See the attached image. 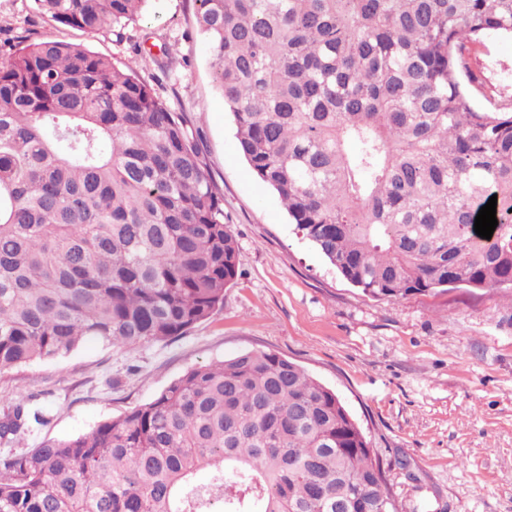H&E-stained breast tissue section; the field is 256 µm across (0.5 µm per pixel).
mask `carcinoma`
Segmentation results:
<instances>
[{
	"label": "carcinoma",
	"mask_w": 512,
	"mask_h": 512,
	"mask_svg": "<svg viewBox=\"0 0 512 512\" xmlns=\"http://www.w3.org/2000/svg\"><path fill=\"white\" fill-rule=\"evenodd\" d=\"M146 0H35L119 43ZM250 171L374 297L512 288V97L471 51L512 0H194ZM80 45L0 43V371L85 340L134 350L224 302L239 246L201 137L137 73ZM497 196L491 239L474 221ZM0 512H401L335 391L271 351L194 367L91 431L16 452ZM208 480L197 481L200 471Z\"/></svg>",
	"instance_id": "cac0c4a2"
}]
</instances>
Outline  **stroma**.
Instances as JSON below:
<instances>
[{
  "instance_id": "35a3bbf8",
  "label": "stroma",
  "mask_w": 512,
  "mask_h": 512,
  "mask_svg": "<svg viewBox=\"0 0 512 512\" xmlns=\"http://www.w3.org/2000/svg\"><path fill=\"white\" fill-rule=\"evenodd\" d=\"M194 25V0H148L119 44L40 15L34 0H0V40L54 39L122 60L146 37L172 44L169 71L147 60L139 74L198 130L240 270L223 306L184 336L134 350L87 342L0 372V412L41 411L22 440L32 449L123 415L190 368L274 351L339 395L389 463L403 512H512V291L384 298L343 279L249 170ZM479 59L487 81L512 89L511 39L487 38Z\"/></svg>"
}]
</instances>
